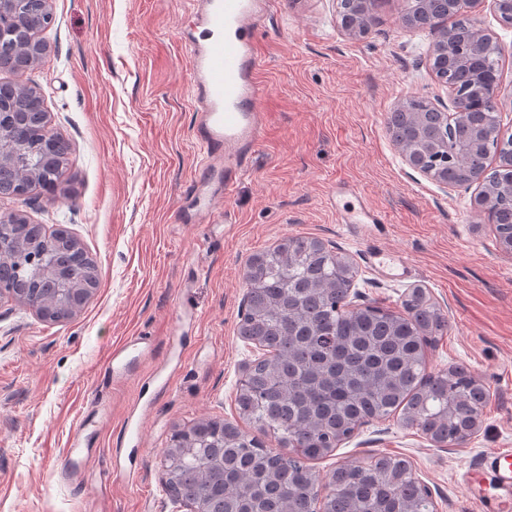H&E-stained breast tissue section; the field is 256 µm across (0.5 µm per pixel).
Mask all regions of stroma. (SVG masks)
Masks as SVG:
<instances>
[{
  "mask_svg": "<svg viewBox=\"0 0 512 512\" xmlns=\"http://www.w3.org/2000/svg\"><path fill=\"white\" fill-rule=\"evenodd\" d=\"M42 65L0 68V83L37 86L52 132L70 146L65 175L74 207L40 191L0 197V211L61 228L94 258L98 284L72 317L52 322L0 301V512H176L159 451L175 429L236 420L242 366L260 352L237 334L247 258L285 235L351 257L352 304L398 309L423 289L448 315L425 350L428 369L466 365L490 391L483 423L460 447H438L396 419L362 425L332 456L406 458L436 512H476L462 480L489 448H512V256L474 206L477 185L442 187L398 154L387 116L418 95L450 111L432 69L434 37L403 26V0H378L360 39L341 30L336 0H273L261 23V76L269 86L264 139L226 208L183 224L202 153L194 137L181 32L190 0H54ZM474 19L502 48L504 135H512V24L490 6ZM352 185L387 219L374 242L400 255L407 277L373 271L332 196ZM147 336L153 350L123 380L114 346ZM109 420L85 436L102 495L60 481L72 430L99 402Z\"/></svg>",
  "mask_w": 512,
  "mask_h": 512,
  "instance_id": "stroma-1",
  "label": "stroma"
}]
</instances>
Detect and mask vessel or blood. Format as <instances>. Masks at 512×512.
<instances>
[{
	"label": "vessel or blood",
	"mask_w": 512,
	"mask_h": 512,
	"mask_svg": "<svg viewBox=\"0 0 512 512\" xmlns=\"http://www.w3.org/2000/svg\"><path fill=\"white\" fill-rule=\"evenodd\" d=\"M191 18L182 45L192 87L194 134L203 149L204 177L191 180L188 191L198 200L192 216L201 223L214 217L216 205L229 201L249 169L264 136L263 104L269 94L260 76L256 29L269 0H192ZM339 223L372 229L383 215L367 204L342 208ZM94 451L74 432L58 474L65 481L93 483L86 462ZM467 484L477 512H512V448H494L479 468L468 470Z\"/></svg>",
	"instance_id": "b4317fda"
}]
</instances>
